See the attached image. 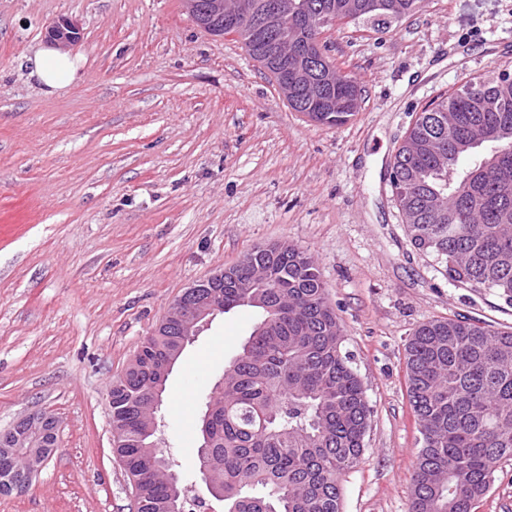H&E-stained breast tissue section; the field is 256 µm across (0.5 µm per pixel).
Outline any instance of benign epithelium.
I'll use <instances>...</instances> for the list:
<instances>
[{"instance_id":"benign-epithelium-1","label":"benign epithelium","mask_w":512,"mask_h":512,"mask_svg":"<svg viewBox=\"0 0 512 512\" xmlns=\"http://www.w3.org/2000/svg\"><path fill=\"white\" fill-rule=\"evenodd\" d=\"M185 3L199 27L222 38L233 36L242 21L252 14L249 0H209L204 5L198 4V0H185ZM46 38L62 45L74 44L80 40V29L72 20L61 18L48 26ZM273 66L279 90L285 97L303 88L321 102L325 90L336 84V69L326 63L323 55L319 56L318 64L315 65L303 61L301 57L293 58L286 53H278L274 55ZM224 275V269L219 268L189 286L170 306L155 333L161 335L168 327L175 326L184 336L197 335L201 325L212 321L222 311L214 294L203 295L199 289L224 283ZM175 363L176 357L170 356L156 369L154 380L147 391L155 407L161 404L165 382ZM58 433V419L47 411L20 417L1 431L0 485L11 493L27 491L33 478L55 453Z\"/></svg>"}]
</instances>
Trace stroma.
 Listing matches in <instances>:
<instances>
[{
	"label": "stroma",
	"instance_id": "35a3bbf8",
	"mask_svg": "<svg viewBox=\"0 0 512 512\" xmlns=\"http://www.w3.org/2000/svg\"><path fill=\"white\" fill-rule=\"evenodd\" d=\"M61 17L82 31L70 52L84 65L48 95L24 57ZM322 38L360 89L340 127L292 110L183 0H0V430L39 410L60 424L55 454L0 512H132L110 381L187 287L280 242L316 258L372 409L342 512H409L422 442L406 344L456 316L512 331V305L449 284L412 245L386 169L425 107L512 73V0H425L387 30L343 22ZM257 320L216 316L168 377L163 451L184 486L204 487L198 423ZM474 512H512V459Z\"/></svg>",
	"mask_w": 512,
	"mask_h": 512
}]
</instances>
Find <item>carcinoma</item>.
<instances>
[{
  "mask_svg": "<svg viewBox=\"0 0 512 512\" xmlns=\"http://www.w3.org/2000/svg\"><path fill=\"white\" fill-rule=\"evenodd\" d=\"M274 32L307 53L318 15L328 26L367 18L381 29L415 12L424 0H293ZM267 29L258 20L239 36L270 73ZM504 75L475 77L419 113L398 149L391 184L411 242L435 257L448 279L489 290L512 305V100L496 98ZM359 89L336 78L343 109L309 111L304 94L288 106L336 127L357 112ZM486 146L471 167L460 161ZM224 312L259 310L241 351L224 370L207 446L198 448L224 512H342L340 480L364 453L372 410L343 351L344 336L330 306L316 259L291 244L256 247L230 267L222 288ZM183 337L176 329L143 340L138 365L112 386L116 449L138 485L136 512H168L171 487L159 448L150 447L155 411L142 401L147 369ZM409 402L422 438L412 476L410 512H473L497 464L512 458V332L465 317L422 324L406 346Z\"/></svg>",
  "mask_w": 512,
  "mask_h": 512,
  "instance_id": "obj_1",
  "label": "carcinoma"
}]
</instances>
